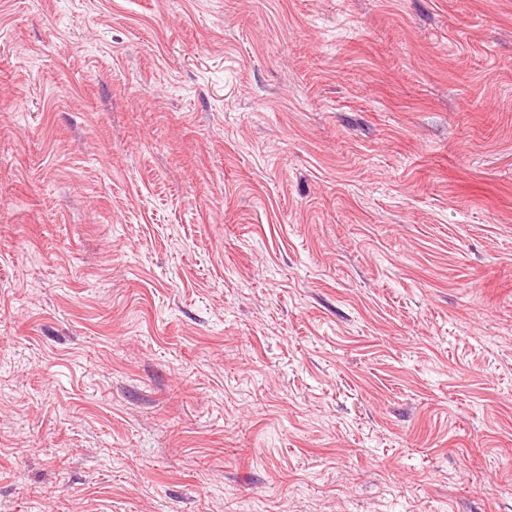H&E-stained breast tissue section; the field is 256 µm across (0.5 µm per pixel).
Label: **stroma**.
<instances>
[{"label": "stroma", "instance_id": "1", "mask_svg": "<svg viewBox=\"0 0 512 512\" xmlns=\"http://www.w3.org/2000/svg\"><path fill=\"white\" fill-rule=\"evenodd\" d=\"M0 512H512V0H0Z\"/></svg>", "mask_w": 512, "mask_h": 512}]
</instances>
